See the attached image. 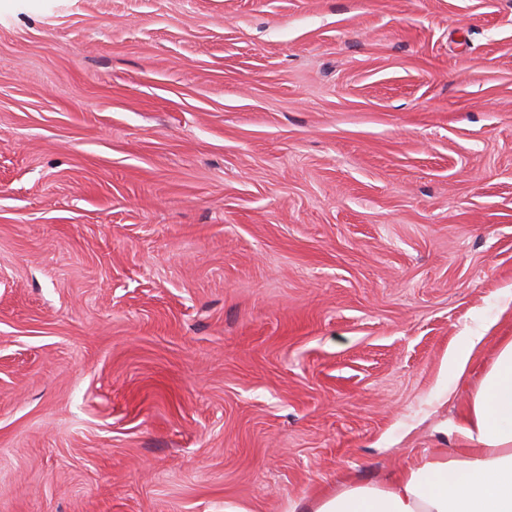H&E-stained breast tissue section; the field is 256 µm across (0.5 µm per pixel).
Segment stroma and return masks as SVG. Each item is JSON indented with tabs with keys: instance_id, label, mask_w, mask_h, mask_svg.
I'll list each match as a JSON object with an SVG mask.
<instances>
[{
	"instance_id": "obj_1",
	"label": "stroma",
	"mask_w": 512,
	"mask_h": 512,
	"mask_svg": "<svg viewBox=\"0 0 512 512\" xmlns=\"http://www.w3.org/2000/svg\"><path fill=\"white\" fill-rule=\"evenodd\" d=\"M504 336L512 0H0V512H303Z\"/></svg>"
}]
</instances>
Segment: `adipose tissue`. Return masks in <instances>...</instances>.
<instances>
[{
    "label": "adipose tissue",
    "mask_w": 512,
    "mask_h": 512,
    "mask_svg": "<svg viewBox=\"0 0 512 512\" xmlns=\"http://www.w3.org/2000/svg\"><path fill=\"white\" fill-rule=\"evenodd\" d=\"M459 431L463 452L423 456L384 482L344 485L312 512H512V338L500 342Z\"/></svg>",
    "instance_id": "1"
}]
</instances>
